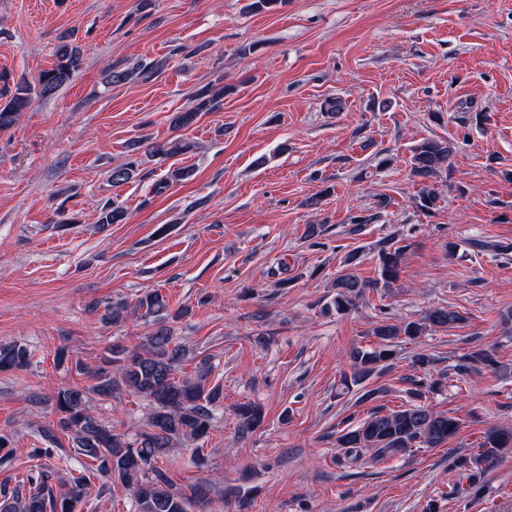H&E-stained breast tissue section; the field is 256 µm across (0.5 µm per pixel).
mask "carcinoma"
I'll return each instance as SVG.
<instances>
[{
    "label": "carcinoma",
    "mask_w": 512,
    "mask_h": 512,
    "mask_svg": "<svg viewBox=\"0 0 512 512\" xmlns=\"http://www.w3.org/2000/svg\"><path fill=\"white\" fill-rule=\"evenodd\" d=\"M55 66L42 72L34 85L19 83L10 90L6 74L0 72V132L11 128L21 112L31 105L33 97H47L64 86L83 61L79 47L63 42L56 52ZM146 70L144 66L127 69L109 67L106 83L121 84ZM224 99V89L209 87L194 96L195 105L185 112H178L173 122L178 127H190L201 117L218 109ZM194 144L182 140L170 143H153L149 154L170 156L189 152ZM455 144L451 140L425 139L411 150V176L419 182L415 197L416 207L430 212L437 207L440 193L431 184L448 163ZM139 164L130 160L112 168L110 180L115 185L131 181ZM190 171L177 168L154 186V193L161 194L170 184L185 180ZM125 209L115 204H105L99 223L103 225L125 222ZM404 247L384 246L378 251L380 282L388 288L398 279ZM359 251H352L343 259L345 271L336 277V295L332 306L338 314L353 311L363 294L366 284L353 272L360 262ZM135 310L152 319L155 329L136 347L127 349L114 345L91 367L82 360L74 361L75 371L85 375L94 384L88 388L74 385L62 388L50 399L55 418L52 425L42 430L46 446L35 448L32 456L37 459L54 457L52 445L57 443V433L71 437L74 452L87 458L90 464L66 480L56 481V471L50 466L39 467L26 474V479L14 487L0 484V512H77V507L90 497L96 483L106 485L118 482L134 498V512H202L198 505L210 494L208 485L199 482L185 489L174 487L167 474L158 466L159 460L185 443L205 438L212 429L214 407L224 393L219 385L208 382L209 366L202 360L194 378L180 374L181 365L190 358V349L174 336L167 325L170 311L164 296L150 291L138 298ZM128 312L125 302H109L102 319L114 324L121 322ZM464 316L446 307L428 311L420 320L392 323L382 320L373 329L381 340L377 348H354L350 352L352 375L341 380L344 389L361 386L372 376L385 370L395 359L394 347L404 337L413 340L430 328L448 329L459 326ZM33 363L31 348L15 341L0 344V372L26 371ZM482 366L492 373L505 376L509 367L497 362L486 349H477L463 357L462 369ZM412 401L402 408L383 413L374 411L363 422L341 430L336 438L338 447L345 449V459L356 462L362 451H371L374 457L394 456L414 446L437 448L454 437L460 423L444 412H438L420 403L422 381L409 379ZM129 389L148 401L146 427L131 439L112 429V424L95 418L88 407L87 393L112 398ZM237 437L246 439L263 423L262 407L243 403L235 408ZM512 448V429L489 431L478 451L458 460L463 478L469 488L480 483L486 464L497 459L501 449Z\"/></svg>",
    "instance_id": "cac0c4a2"
}]
</instances>
